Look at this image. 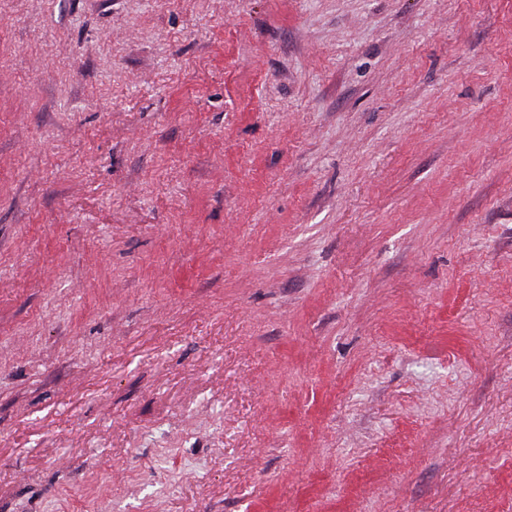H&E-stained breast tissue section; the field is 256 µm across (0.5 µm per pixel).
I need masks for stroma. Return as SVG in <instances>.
I'll return each instance as SVG.
<instances>
[{"label": "stroma", "instance_id": "stroma-1", "mask_svg": "<svg viewBox=\"0 0 512 512\" xmlns=\"http://www.w3.org/2000/svg\"><path fill=\"white\" fill-rule=\"evenodd\" d=\"M0 512H512V0H0Z\"/></svg>", "mask_w": 512, "mask_h": 512}]
</instances>
